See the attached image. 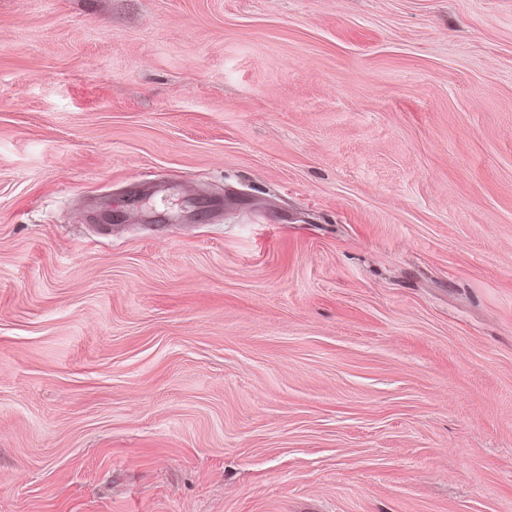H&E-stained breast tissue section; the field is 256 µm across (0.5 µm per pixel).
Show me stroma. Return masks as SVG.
<instances>
[{
  "label": "stroma",
  "instance_id": "1",
  "mask_svg": "<svg viewBox=\"0 0 512 512\" xmlns=\"http://www.w3.org/2000/svg\"><path fill=\"white\" fill-rule=\"evenodd\" d=\"M0 512H512V0H0Z\"/></svg>",
  "mask_w": 512,
  "mask_h": 512
}]
</instances>
